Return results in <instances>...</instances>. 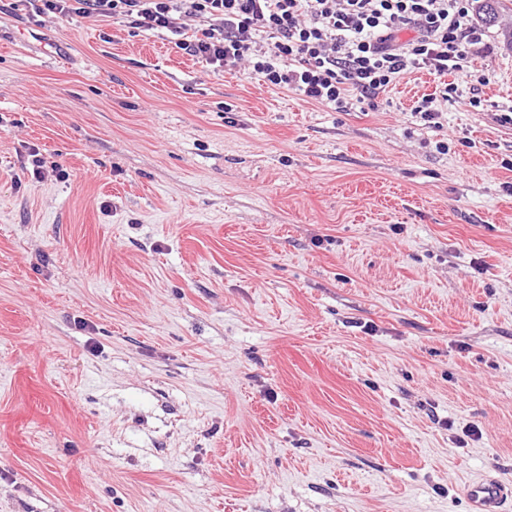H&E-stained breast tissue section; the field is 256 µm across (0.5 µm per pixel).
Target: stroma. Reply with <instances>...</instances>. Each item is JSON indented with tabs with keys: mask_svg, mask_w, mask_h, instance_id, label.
Here are the masks:
<instances>
[{
	"mask_svg": "<svg viewBox=\"0 0 512 512\" xmlns=\"http://www.w3.org/2000/svg\"><path fill=\"white\" fill-rule=\"evenodd\" d=\"M480 107L333 112L0 0V512H470L512 485V0ZM67 178L33 175L32 157ZM470 512H508L503 506L511 499L512 489L492 477H482L466 488Z\"/></svg>",
	"mask_w": 512,
	"mask_h": 512,
	"instance_id": "35a3bbf8",
	"label": "stroma"
}]
</instances>
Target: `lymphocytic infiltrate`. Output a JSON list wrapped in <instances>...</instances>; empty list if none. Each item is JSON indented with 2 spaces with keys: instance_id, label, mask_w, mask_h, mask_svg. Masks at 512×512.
<instances>
[{
  "instance_id": "obj_1",
  "label": "lymphocytic infiltrate",
  "mask_w": 512,
  "mask_h": 512,
  "mask_svg": "<svg viewBox=\"0 0 512 512\" xmlns=\"http://www.w3.org/2000/svg\"><path fill=\"white\" fill-rule=\"evenodd\" d=\"M51 17L78 13L165 31L213 68L242 66L264 84L336 112L379 107L381 92L424 70L437 92L412 112L438 127L444 103L468 97L472 49L484 31L475 0H40Z\"/></svg>"
}]
</instances>
